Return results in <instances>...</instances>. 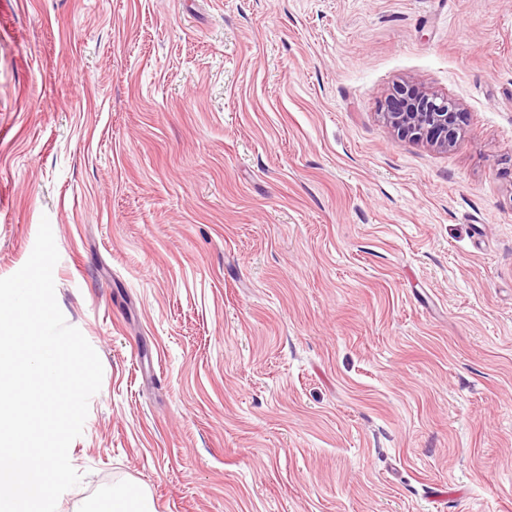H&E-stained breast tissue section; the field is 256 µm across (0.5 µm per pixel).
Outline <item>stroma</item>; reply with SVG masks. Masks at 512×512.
Wrapping results in <instances>:
<instances>
[{
  "label": "stroma",
  "mask_w": 512,
  "mask_h": 512,
  "mask_svg": "<svg viewBox=\"0 0 512 512\" xmlns=\"http://www.w3.org/2000/svg\"><path fill=\"white\" fill-rule=\"evenodd\" d=\"M44 217L61 512H512V0H0V278ZM383 110L397 136L442 149L456 143L464 117L455 101L413 83L398 85Z\"/></svg>",
  "instance_id": "35a3bbf8"
}]
</instances>
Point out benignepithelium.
I'll list each match as a JSON object with an SVG mask.
<instances>
[{"instance_id": "obj_1", "label": "benign epithelium", "mask_w": 512, "mask_h": 512, "mask_svg": "<svg viewBox=\"0 0 512 512\" xmlns=\"http://www.w3.org/2000/svg\"><path fill=\"white\" fill-rule=\"evenodd\" d=\"M383 115L398 136L442 149L456 143L464 117L455 101L413 83L395 88Z\"/></svg>"}]
</instances>
